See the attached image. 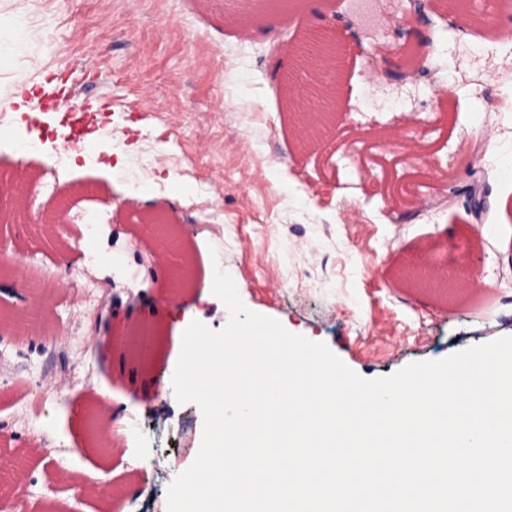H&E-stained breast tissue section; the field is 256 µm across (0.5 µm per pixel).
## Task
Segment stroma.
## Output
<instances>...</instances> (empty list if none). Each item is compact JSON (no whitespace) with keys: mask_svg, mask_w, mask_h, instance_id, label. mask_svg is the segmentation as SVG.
<instances>
[{"mask_svg":"<svg viewBox=\"0 0 512 512\" xmlns=\"http://www.w3.org/2000/svg\"><path fill=\"white\" fill-rule=\"evenodd\" d=\"M336 12L349 52L335 75L349 111L334 130L336 152L306 153L288 126L275 87L283 43L311 20L295 12L278 37L242 35L228 0H0V183L31 174L29 216L70 202L68 223L43 234L0 223L18 247L22 278L58 286L48 333L0 334V482L23 475L15 512H129L150 500L166 512L173 477L139 468L126 453L101 454L87 435L91 403L125 424L129 409L150 412L144 455L174 450L180 469L195 460L203 415L179 403L168 368L192 321L222 330L229 314L209 284L215 267L235 282L244 305L290 333L325 343L360 377L376 379L409 363L438 361L512 336V12L501 0L471 11L495 28L463 31L432 17L435 84H398L363 75L367 54L394 61L414 36L402 25L404 0H317ZM458 86L456 97L439 89ZM60 102H86L85 153L65 176L50 168L68 124L49 109L31 121L22 88ZM410 113L421 123L420 153L393 143L368 147L358 130ZM489 140L475 155V137ZM480 163L489 209L475 218L454 201ZM141 165L150 177L125 182ZM166 210L186 250L155 264L143 216ZM220 224L224 238L212 240ZM94 233H87V226ZM420 256L431 271L455 266L462 292L444 305L405 288L398 268ZM191 260L194 281L171 312L170 271ZM117 330L147 326L149 360L117 359L111 337L85 350L89 318L102 303ZM87 370L71 385L59 358Z\"/></svg>","mask_w":512,"mask_h":512,"instance_id":"stroma-1","label":"stroma"}]
</instances>
